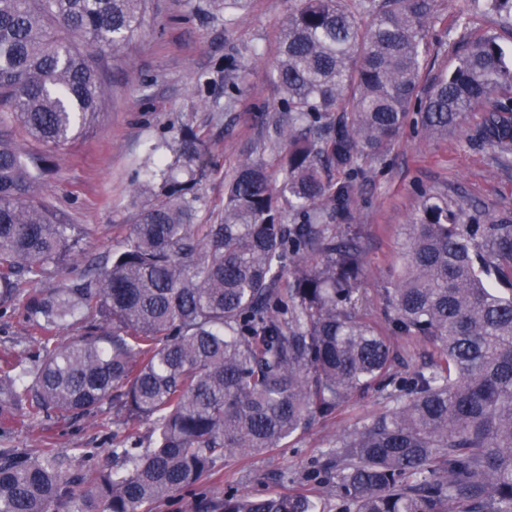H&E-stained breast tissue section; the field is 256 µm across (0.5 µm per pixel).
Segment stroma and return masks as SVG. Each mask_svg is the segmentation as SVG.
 Segmentation results:
<instances>
[{"mask_svg":"<svg viewBox=\"0 0 512 512\" xmlns=\"http://www.w3.org/2000/svg\"><path fill=\"white\" fill-rule=\"evenodd\" d=\"M199 0H153L139 36L108 62L105 80L111 96L99 125L87 136L57 153L38 192L52 196L75 224L96 229L89 250L101 255L121 243L118 229L129 227L141 196L133 189L144 178L147 149L160 138H174L188 126L205 135L211 164L201 188L207 209L198 214L206 223L208 209L224 199V175L240 159L246 140H261L262 127L246 123L247 114L273 111L280 97L272 81L277 41L294 0H249L232 30L222 13L197 12ZM448 44L462 32L476 35L495 30L483 0H471L465 24L456 20L458 0H437ZM235 62L243 76L232 108H225L224 70ZM485 107L465 112L447 137L424 139L404 127L391 152L371 163L357 181L354 202L365 238L367 272L362 284L367 312L381 321L379 291L384 288L401 248L400 227L417 206V188L462 192L491 214L512 211V161L498 157L478 138ZM36 341L21 307L0 315V360L31 353ZM379 393H355L335 417L315 420L280 447L251 457L217 460L198 491L219 498L236 485L256 494L283 492L330 451L336 437L385 410ZM147 432L138 425L129 434L113 436L112 407L103 405L90 416L48 417L33 428L14 427L0 433V448L31 454L43 449L91 452L92 464L112 459L116 448L137 447Z\"/></svg>","mask_w":512,"mask_h":512,"instance_id":"1","label":"stroma"}]
</instances>
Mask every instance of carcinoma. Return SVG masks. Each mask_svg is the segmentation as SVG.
<instances>
[{"label":"carcinoma","mask_w":512,"mask_h":512,"mask_svg":"<svg viewBox=\"0 0 512 512\" xmlns=\"http://www.w3.org/2000/svg\"><path fill=\"white\" fill-rule=\"evenodd\" d=\"M152 0H0V309L22 303L39 333L33 361L0 364V429L51 412L89 416L112 402L116 430L150 424L138 453L72 472L74 457L0 449V512H151L215 462L278 447L373 388L390 406L336 438L288 493L230 487L190 512H512V212L421 194L400 263L367 318L364 237L353 189L407 120L448 136L489 102L478 136L512 157V58L496 34L462 38L451 66L436 0H301L280 38L281 97L254 123L224 203L197 223L204 136L181 130L173 161L149 148L121 246L87 259L95 229L35 197L50 157L89 133L108 101L96 60L141 32ZM224 11L245 0H207ZM512 27V0H485ZM42 145L15 143V128ZM274 154L273 181L265 151ZM336 170L340 182L326 179ZM52 275V288L39 284ZM77 325L81 334L58 331ZM418 338L438 360L393 370L390 337Z\"/></svg>","instance_id":"carcinoma-1"}]
</instances>
